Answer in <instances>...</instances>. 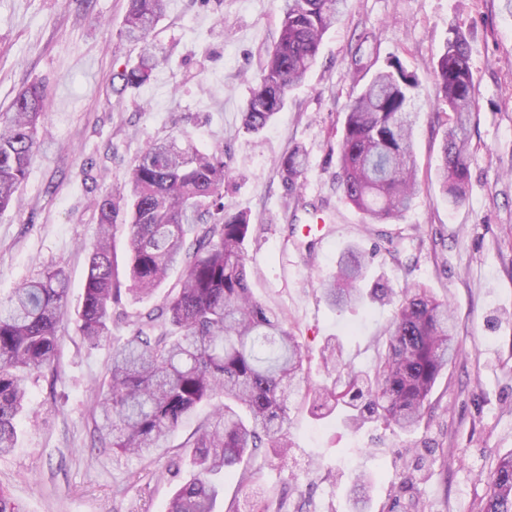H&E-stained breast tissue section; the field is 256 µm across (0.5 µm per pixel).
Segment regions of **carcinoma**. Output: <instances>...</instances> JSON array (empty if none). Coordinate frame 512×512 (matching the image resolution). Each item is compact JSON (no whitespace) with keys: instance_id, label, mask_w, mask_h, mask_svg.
I'll return each mask as SVG.
<instances>
[{"instance_id":"cac0c4a2","label":"carcinoma","mask_w":512,"mask_h":512,"mask_svg":"<svg viewBox=\"0 0 512 512\" xmlns=\"http://www.w3.org/2000/svg\"><path fill=\"white\" fill-rule=\"evenodd\" d=\"M167 0H129L120 37L147 40L164 15ZM347 0H282L280 33L267 51L256 87L242 113V128L258 133L285 108L286 96L316 65L324 35L343 17ZM359 35L351 50L354 75L368 70ZM471 44L457 26L434 68L437 105L433 118L444 129L436 178L448 207L461 204L471 155L468 130L474 112L475 78ZM156 56L145 48L138 62L117 74L120 93L146 83ZM419 81L399 60L375 72L350 101L338 154L337 180L345 198L371 224L398 220L421 190L413 131ZM48 100L34 83L0 113V211L18 203L37 148L38 125ZM282 181L295 206L306 207L298 180L308 167L297 147L279 163ZM227 162L224 149L200 150L189 135L179 146L155 139L131 163L124 187L95 199L100 233L88 247V274L76 315L84 342L96 347L111 335L113 310L127 298H153L174 268L181 269L163 303L132 315V329L112 349L101 385L100 443L126 456L149 459L196 409L218 397L224 404L202 424L184 448L193 473L174 491L168 512H216L224 476L238 475L249 487L257 468L246 462L285 458L290 450L288 411L308 405L325 418L341 409L349 422L368 420L412 431L429 408L437 379L456 356L448 301L431 289H402L385 328V350L371 370L344 360L343 345L329 339L321 350L331 386L309 384L305 356L281 312L251 292L245 242L250 217L224 202ZM127 249L118 255L117 233ZM369 260L345 248L332 279L321 285L324 300L339 310L366 300L359 288ZM70 284L62 268H45L0 298V456L17 440L16 420L24 409L27 381L53 365L58 354L57 324L65 313ZM487 492L479 512H512V453L486 474ZM287 512L285 499L256 496L251 512Z\"/></svg>"}]
</instances>
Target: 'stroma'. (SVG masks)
Returning a JSON list of instances; mask_svg holds the SVG:
<instances>
[{"mask_svg":"<svg viewBox=\"0 0 512 512\" xmlns=\"http://www.w3.org/2000/svg\"><path fill=\"white\" fill-rule=\"evenodd\" d=\"M279 0H168L150 47L159 64L149 83L115 98L110 78L136 63L140 47L118 34L127 0H0V112L24 86L43 83L48 112L19 203L0 213V297L49 266L70 279L68 311L58 324L53 369L28 382L17 422V443L0 457V489L20 512H166L178 482L189 474L181 446L213 410L186 419L151 460L95 449L99 385L114 340L128 336L121 318L112 338L89 347L73 312L87 275V248L99 232L95 197L119 189L131 161L149 140L191 135L202 150L223 147L228 176L224 198L264 225L245 244L251 290L282 312L309 355L310 377L329 383L320 349L339 338L355 368L378 360L392 307L379 302L337 311L319 286L350 244L369 255L368 280L393 288L423 284L448 300L460 344L438 378L432 408L410 432L379 422L360 430L341 416L315 420L307 408L289 412L293 444L287 462L269 459L253 489L288 495L302 512H352L353 481L372 484L366 512H474L486 493L485 474L512 452V14L501 0H348L343 21L324 37L317 66L289 91L287 106L261 132L244 134L241 114L266 49L278 36ZM458 25L473 46L475 113L468 149L473 156L464 201L449 208L435 181L443 131L430 111L433 71ZM371 33L373 69L391 57L419 79L423 116L415 130L422 192L385 234L418 229L413 267L375 251L362 213L336 185L338 143L346 108L361 88L350 69L358 36ZM300 147L308 167L300 183L307 203L321 206L330 240L315 253L288 240L291 225L310 213L287 208L281 157ZM100 173L98 181L87 169ZM445 244L433 248L431 239ZM426 457L424 480L402 474ZM250 489V490H253ZM250 490L224 479L219 512H249Z\"/></svg>","mask_w":512,"mask_h":512,"instance_id":"stroma-1","label":"stroma"}]
</instances>
